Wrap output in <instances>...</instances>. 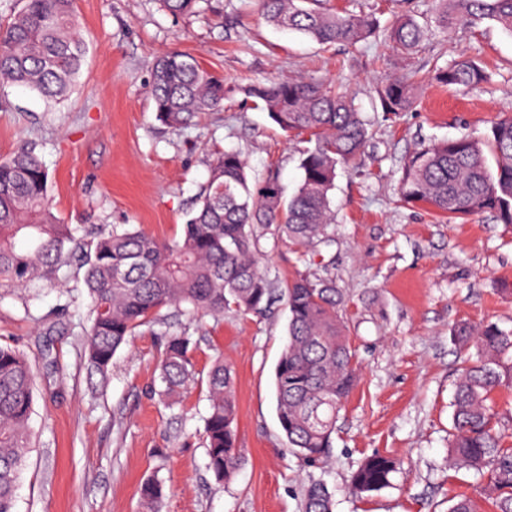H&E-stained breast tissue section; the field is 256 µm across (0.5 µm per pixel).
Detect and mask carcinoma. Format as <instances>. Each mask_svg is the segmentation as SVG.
<instances>
[{
    "label": "carcinoma",
    "mask_w": 512,
    "mask_h": 512,
    "mask_svg": "<svg viewBox=\"0 0 512 512\" xmlns=\"http://www.w3.org/2000/svg\"><path fill=\"white\" fill-rule=\"evenodd\" d=\"M200 0H163L173 15L193 14ZM435 23L442 28L485 20L512 35V0H438ZM20 9L0 25V82L24 87L49 103L66 100L78 85L87 53L75 0H20ZM264 20L299 32L326 46L352 47L378 32L376 21L323 6L322 0H257ZM425 33L405 17L387 32L392 48L413 52ZM485 71L473 60L439 68L434 79L468 88ZM224 77L191 54L172 51L157 59L150 97L159 121L179 130L223 106ZM284 133L303 146L301 177L284 198L273 179L252 181L240 153L226 151L213 163L198 209L183 224L179 240L161 241L125 229L90 239L62 223L52 210L49 175L33 145L0 159V282L26 287L52 283L75 263L85 269L90 324L82 341L89 379H107L112 359L136 330L161 321V311L220 316L269 312L275 293L286 298L287 337L273 373L275 412L289 448L310 467L331 454L339 413L357 385V353L340 307L336 283L299 273L276 286L260 259L281 245L300 258L331 242L336 222L332 192L337 169L361 154L369 120L346 96L304 77L254 83L240 88ZM382 111L412 108L407 78L392 77L377 89ZM496 169L488 165L487 156ZM398 194L448 219L488 213L512 224V113L495 121L480 138L440 140L407 157ZM27 243L16 248V241ZM456 345L474 350L459 371L452 400L448 460L459 469L487 477L484 499L491 512H512V448L496 428L493 397L512 387V328L494 322H466L452 332ZM159 363L163 393L206 378L204 420L207 469L216 480L231 479L243 459L238 445L235 372L217 356L206 374L197 371L193 342L182 334L163 337ZM34 372L18 350L0 346V512H14L19 473L31 448L29 421ZM398 464L390 456L367 457L351 476L360 496L391 485ZM141 495L154 512L161 486L148 481ZM303 512H333V499L320 481L304 491ZM448 512H479L466 495L448 496Z\"/></svg>",
    "instance_id": "obj_1"
}]
</instances>
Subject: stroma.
<instances>
[{"label":"stroma","instance_id":"stroma-1","mask_svg":"<svg viewBox=\"0 0 512 512\" xmlns=\"http://www.w3.org/2000/svg\"><path fill=\"white\" fill-rule=\"evenodd\" d=\"M331 3L373 15L384 29L413 16L425 36L409 56L378 41L326 48L266 23L256 0H201L191 16L172 15L162 0H76L89 53L70 98L49 108L26 89L0 87V158L36 144L64 223L105 232L131 225L162 240L180 238L219 154L241 153L250 177L276 178L285 190L298 182L295 140L242 86L302 75L353 99L371 126L363 153L338 170L334 244L307 263L285 245L262 261L274 282L300 269L333 278L345 293L341 314L360 380L339 414L327 466H305L276 417L285 302L261 316L167 309L165 323L140 327L117 351L95 395L81 353L88 301L71 266L53 285L0 283V345L23 353L36 375L15 512H145L140 489L149 480L163 486L157 512H303V492L318 479L334 512H448L451 494L479 498L480 479L448 466L453 381L465 359L451 329L460 321L512 327V224L488 214L439 222L399 202L398 183L412 153L484 135L512 112V36L489 21L440 29L435 0ZM173 50L235 87L223 107L179 131L157 120L149 95L155 59ZM466 57L482 60L488 82L454 89L432 81L435 67ZM412 71L415 108L383 115L377 87ZM183 331L198 370L219 355L235 370L244 458L226 483L206 468L205 386L161 394V335ZM376 452L401 468L391 487L357 498L350 476Z\"/></svg>","mask_w":512,"mask_h":512}]
</instances>
